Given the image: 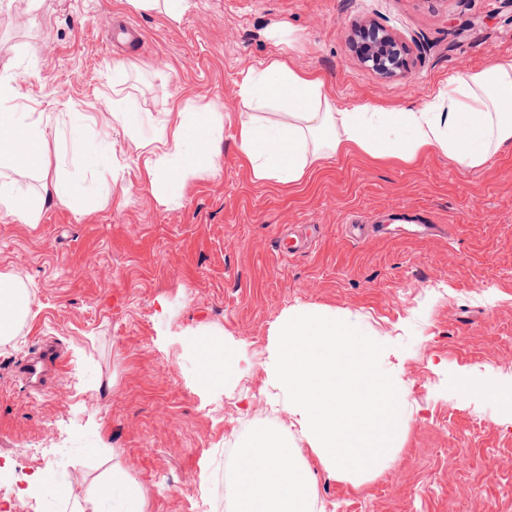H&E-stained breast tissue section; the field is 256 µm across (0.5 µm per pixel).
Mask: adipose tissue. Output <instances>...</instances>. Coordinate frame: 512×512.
<instances>
[{"mask_svg": "<svg viewBox=\"0 0 512 512\" xmlns=\"http://www.w3.org/2000/svg\"><path fill=\"white\" fill-rule=\"evenodd\" d=\"M18 95L0 76V206L23 224L38 223L43 196L71 205L83 194L77 177L49 174L48 139L32 113L8 103ZM240 95L253 111L237 129L240 160L256 182L297 185L332 156L356 151L397 164L439 152L470 169L512 146V57L450 76L419 107L370 103L339 106L324 81L275 57L249 69ZM154 138L161 153L145 158L146 181L165 185L175 201L187 176L211 170L222 153L223 127L214 113L168 109ZM7 169L40 174L42 192H22L4 177ZM24 283L0 275V339L31 311ZM283 432L257 430L237 454L236 512H312L313 487L306 467L291 462ZM144 494L121 465L102 475L96 490L73 512H143Z\"/></svg>", "mask_w": 512, "mask_h": 512, "instance_id": "obj_1", "label": "adipose tissue"}]
</instances>
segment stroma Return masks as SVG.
Returning a JSON list of instances; mask_svg holds the SVG:
<instances>
[{
	"label": "stroma",
	"instance_id": "obj_1",
	"mask_svg": "<svg viewBox=\"0 0 512 512\" xmlns=\"http://www.w3.org/2000/svg\"><path fill=\"white\" fill-rule=\"evenodd\" d=\"M118 18L142 40H117ZM366 21L404 45L399 76L359 60L352 30ZM501 56L512 0H192L177 22L128 0H0V75L45 125L50 173L88 192L46 202L36 224L0 207V274L33 300L0 341L7 512H64L115 463L144 512H231L238 449L261 428L287 432L313 512H512V407L489 394L512 387V148L475 169L437 152L408 166L352 153L283 186L253 181L236 141L251 114L242 77L272 57L319 74L338 105L408 106ZM175 104L221 113L224 142L171 202L139 179L114 114L134 112L149 139ZM77 125L108 145L110 196L72 148ZM391 215L439 230L353 238ZM307 224L315 244L281 261L278 237ZM304 309L382 344L380 367L404 390L395 451L368 472L327 469L268 383L278 324ZM196 338L235 351L236 380H202ZM41 474L66 499L32 490Z\"/></svg>",
	"mask_w": 512,
	"mask_h": 512
}]
</instances>
